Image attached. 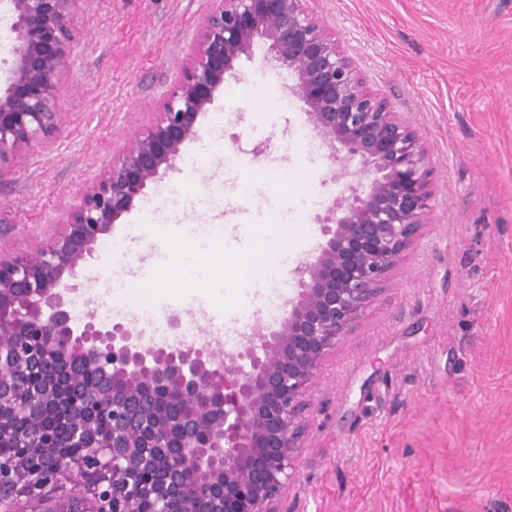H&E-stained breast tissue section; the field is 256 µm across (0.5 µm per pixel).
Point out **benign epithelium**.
Wrapping results in <instances>:
<instances>
[{"instance_id": "7a95c632", "label": "benign epithelium", "mask_w": 512, "mask_h": 512, "mask_svg": "<svg viewBox=\"0 0 512 512\" xmlns=\"http://www.w3.org/2000/svg\"><path fill=\"white\" fill-rule=\"evenodd\" d=\"M14 60L0 88V170L60 129L59 100L80 0H5ZM307 0H214L181 74L151 122L69 206L33 253L0 257V443L17 477L0 476V512H277L302 450L307 392L324 358L385 290L430 223L428 149L410 121L369 89ZM291 69L288 88L324 143L373 172L341 200L325 243L297 270L279 323L243 350L149 344L132 324L81 320L69 294L147 186L177 171L184 145L242 57L258 43ZM98 369L92 389L77 367ZM24 418L27 433L12 426ZM74 449L68 481L83 491L47 503L59 481L41 461Z\"/></svg>"}]
</instances>
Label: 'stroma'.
<instances>
[{
  "label": "stroma",
  "instance_id": "1",
  "mask_svg": "<svg viewBox=\"0 0 512 512\" xmlns=\"http://www.w3.org/2000/svg\"><path fill=\"white\" fill-rule=\"evenodd\" d=\"M212 0H81L55 135L0 171V249L34 250L83 188L150 121L177 78ZM368 86L406 116L434 165L431 222L384 292L323 361L307 394V428L279 512H512V0H308ZM242 59L186 143L177 173L150 185L115 224L137 239L97 251L73 293L77 313L136 322L201 346L195 314L234 348L240 318L295 285L324 243L322 220L348 197L361 164L330 153L268 64ZM158 234L141 239L145 221ZM284 257L246 292L153 291L179 262L165 234L199 253L258 251L271 221ZM179 317L172 326L171 317Z\"/></svg>",
  "mask_w": 512,
  "mask_h": 512
}]
</instances>
